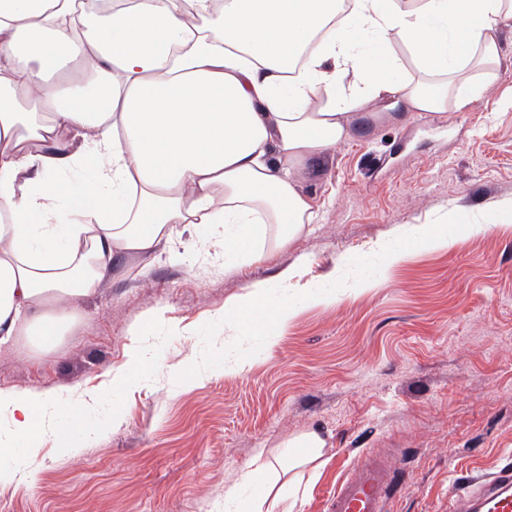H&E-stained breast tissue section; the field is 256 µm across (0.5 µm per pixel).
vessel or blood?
<instances>
[{"instance_id": "b4317fda", "label": "vessel or blood", "mask_w": 512, "mask_h": 512, "mask_svg": "<svg viewBox=\"0 0 512 512\" xmlns=\"http://www.w3.org/2000/svg\"><path fill=\"white\" fill-rule=\"evenodd\" d=\"M394 463L368 449L359 454L326 499L327 512H387ZM448 512H512V467L471 479L452 492Z\"/></svg>"}]
</instances>
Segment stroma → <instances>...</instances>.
Listing matches in <instances>:
<instances>
[{"label":"stroma","instance_id":"1","mask_svg":"<svg viewBox=\"0 0 512 512\" xmlns=\"http://www.w3.org/2000/svg\"><path fill=\"white\" fill-rule=\"evenodd\" d=\"M501 51L492 74L467 68L484 85L467 106L360 117L297 170L314 215L286 247L242 264L178 226L163 252L114 256L51 352L1 343L0 392H43L48 410L32 465L0 477V512H222L255 449L311 432L322 465L294 512H326L368 448L399 463L390 512H448L454 483L512 460V21ZM463 220L446 244L407 245ZM255 283L269 306L296 302L283 328L224 322ZM137 349L153 362L130 377Z\"/></svg>","mask_w":512,"mask_h":512}]
</instances>
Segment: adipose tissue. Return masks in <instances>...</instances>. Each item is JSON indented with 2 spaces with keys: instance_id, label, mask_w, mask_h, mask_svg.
Returning <instances> with one entry per match:
<instances>
[{
  "instance_id": "1",
  "label": "adipose tissue",
  "mask_w": 512,
  "mask_h": 512,
  "mask_svg": "<svg viewBox=\"0 0 512 512\" xmlns=\"http://www.w3.org/2000/svg\"><path fill=\"white\" fill-rule=\"evenodd\" d=\"M133 0L86 14L79 0H0V339L49 352L119 252L149 256L176 225L247 262L305 233L313 200L295 171L348 138L354 114L394 120L467 105L465 62L496 69L507 0ZM428 82L400 78L394 45ZM89 169L74 184L60 173ZM46 401L0 395L35 440ZM308 433L271 480L258 451L239 477L245 512H292Z\"/></svg>"
}]
</instances>
